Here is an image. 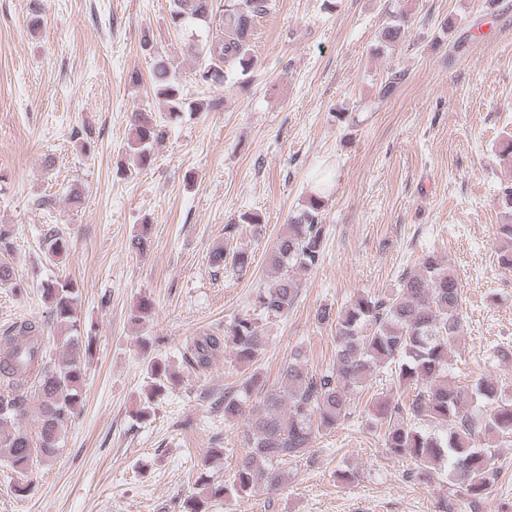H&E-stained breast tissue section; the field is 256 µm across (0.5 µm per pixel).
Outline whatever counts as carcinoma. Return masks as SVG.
<instances>
[{
	"mask_svg": "<svg viewBox=\"0 0 512 512\" xmlns=\"http://www.w3.org/2000/svg\"><path fill=\"white\" fill-rule=\"evenodd\" d=\"M170 24L190 29L204 63L195 72L197 83L218 86L230 75L245 76L257 64L251 53L254 19L267 14L271 0H169ZM224 24V37L209 39L215 16ZM406 15L391 16L382 33V49L396 46ZM155 97L175 120L184 112H205L210 102L191 99L183 92L177 72L164 58L152 70ZM128 148L138 165L152 162V149L162 137V125L150 112L130 115ZM326 196L312 193L304 209L288 224L267 257L273 275L257 289L251 311L233 317L222 332L194 338L184 360L195 372L205 373L224 347L234 349L240 364H252L265 351L267 324L288 314L301 286L300 274L314 271L323 261L326 239ZM69 244L54 229L44 240L45 257L58 263ZM497 263L512 271V222L497 229ZM209 263L226 264L239 272L249 269L251 255L242 249L215 248ZM43 295L52 321L65 332L63 357L54 361L44 346L45 325L26 319L0 334V456L19 472L28 470L35 457L59 451L60 432L76 414L92 338L80 333L78 288L68 279L47 281ZM463 290L451 265L433 254L424 255L400 276L388 294H360L338 315L323 307L320 324L336 329V360L317 372L300 354L289 357L277 383L268 385L258 373L250 375L238 391L224 392V419L245 421L242 454L232 480L215 482L206 474L209 459L201 461L197 482L206 497L191 496L181 512H206L210 501L237 498L258 491L280 490L287 459L307 452L316 436L336 428L351 415V401L371 386L376 371L395 366L389 375L390 397L377 403V430L387 452L413 463L405 478L427 483L447 469L448 482L465 488L478 503L488 496L498 474L493 467L491 443L512 435V396L505 385L480 377L466 387L450 380V348L462 327ZM146 415L154 398L180 378L166 361L152 358ZM259 405H250L252 396ZM36 399L39 435L36 441L14 427ZM482 438L485 447L476 446Z\"/></svg>",
	"mask_w": 512,
	"mask_h": 512,
	"instance_id": "obj_1",
	"label": "carcinoma"
}]
</instances>
